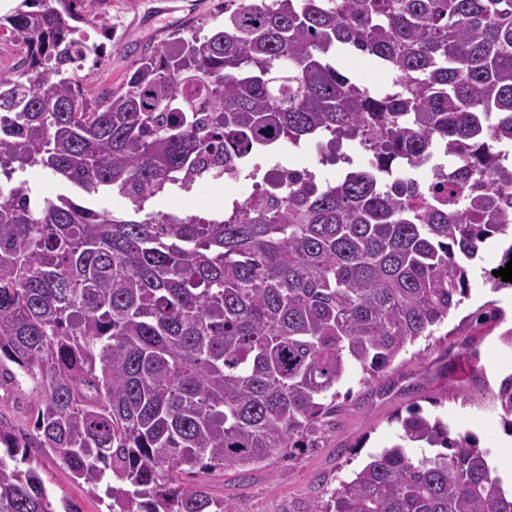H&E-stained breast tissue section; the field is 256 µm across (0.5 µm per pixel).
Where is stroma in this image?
Here are the masks:
<instances>
[{
  "label": "stroma",
  "mask_w": 512,
  "mask_h": 512,
  "mask_svg": "<svg viewBox=\"0 0 512 512\" xmlns=\"http://www.w3.org/2000/svg\"><path fill=\"white\" fill-rule=\"evenodd\" d=\"M94 13L104 16L112 27L105 42L106 57L90 76L93 86L118 85L130 70L141 49L169 44L180 37L203 36L224 18V0H99ZM337 67L357 82L375 89L391 84V74L367 57L343 52ZM15 181L27 182L43 197L66 195L85 202L83 192L57 180L41 167L15 169ZM95 207L120 212L127 202L118 194L90 198ZM224 201L223 190L203 189L182 195L163 193L150 210L208 214ZM512 240L488 239L470 270V294L458 310L429 340L409 347L405 362L388 374L385 392L360 385L359 372L352 371L343 383L353 397L343 425L328 436L322 447L313 448L294 460L273 457L241 478L233 469H207L194 475L215 498L232 503L238 512H304L335 489L341 478L360 469L369 454L391 446L397 428L391 418L410 405L442 417L449 424L472 431L482 448L488 449L500 476H512V434L505 432L494 395L500 379L512 373V347L500 336L512 328V290H491L484 275L496 270ZM501 310L504 321L485 318V309ZM439 397L431 405L430 397ZM42 476L55 505L70 501L81 512H104L105 505L88 485L74 481L71 473L55 459L41 456Z\"/></svg>",
  "instance_id": "stroma-1"
}]
</instances>
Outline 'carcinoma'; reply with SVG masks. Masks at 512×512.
Returning a JSON list of instances; mask_svg holds the SVG:
<instances>
[{
    "label": "carcinoma",
    "instance_id": "obj_1",
    "mask_svg": "<svg viewBox=\"0 0 512 512\" xmlns=\"http://www.w3.org/2000/svg\"><path fill=\"white\" fill-rule=\"evenodd\" d=\"M85 3L0 16L22 48L0 70V160L130 203L0 183V388L28 389L34 419L17 433L0 414V512H56L28 448L105 484L108 512H235L188 477L318 447L348 371L369 387L391 372L469 296L480 245L512 238V0H250L101 89L80 24L109 26ZM338 50L396 72L394 89L341 73ZM321 133L370 142L371 162L280 206L145 211L222 177L253 134ZM431 142L454 162L419 200L397 166ZM496 399L512 433V373ZM391 422L397 441L308 512H512L472 432L420 407Z\"/></svg>",
    "mask_w": 512,
    "mask_h": 512
}]
</instances>
